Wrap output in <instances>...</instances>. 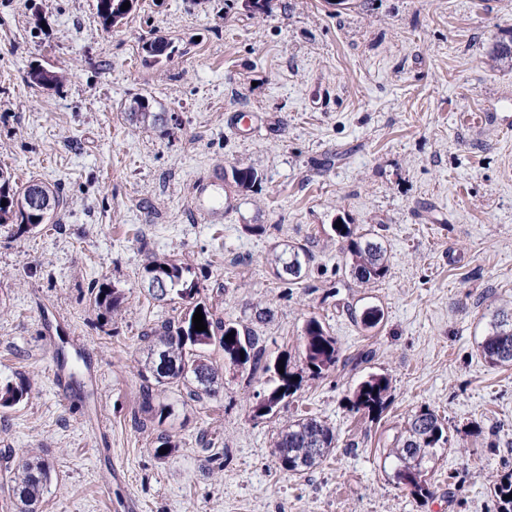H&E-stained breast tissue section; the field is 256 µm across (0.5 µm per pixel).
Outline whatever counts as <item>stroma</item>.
Returning <instances> with one entry per match:
<instances>
[{
	"instance_id": "obj_1",
	"label": "stroma",
	"mask_w": 512,
	"mask_h": 512,
	"mask_svg": "<svg viewBox=\"0 0 512 512\" xmlns=\"http://www.w3.org/2000/svg\"><path fill=\"white\" fill-rule=\"evenodd\" d=\"M158 38L177 48L161 64L142 50ZM509 39L512 0H271L259 17L241 0H140L109 33L95 0H0V166L67 200L39 231L0 230V381L32 385L0 408V448L53 460L40 512H494L512 366L478 345L490 300L512 301V63L491 56ZM61 64L63 87L27 85L30 67ZM136 96L166 123L132 125ZM240 164L259 183L225 190L217 173ZM337 222L383 243L384 280L351 277ZM285 243L313 253L291 286L268 262ZM153 255L190 258L202 296L268 359L297 357L314 316L341 365L303 375L270 418L253 415L262 376L230 367L218 396L172 387L173 415L146 413L139 337L185 309L148 295ZM95 280L124 291L121 312L97 314ZM369 306L384 314L371 332L354 318ZM78 346L93 395L65 398L56 351ZM372 374L391 386L378 418L351 408ZM424 406L452 440L427 466L428 498L398 486L387 456ZM305 411L336 448L295 475L274 441ZM162 431L176 447L160 461Z\"/></svg>"
}]
</instances>
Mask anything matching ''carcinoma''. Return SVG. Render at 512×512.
<instances>
[{
    "label": "carcinoma",
    "instance_id": "carcinoma-1",
    "mask_svg": "<svg viewBox=\"0 0 512 512\" xmlns=\"http://www.w3.org/2000/svg\"><path fill=\"white\" fill-rule=\"evenodd\" d=\"M130 7L123 10V3ZM139 0H95L96 16L101 27L112 31V17L126 19L135 12ZM143 50L156 59L171 58L175 53L172 43L163 39L143 45ZM67 66L31 69L27 83L31 87L56 89L66 81ZM131 123L141 126L164 122L162 112L152 111V104L145 97L133 99L127 106ZM259 180L257 171L250 166H234L224 172V185L236 191L246 190ZM0 229L10 230L15 235L34 231L58 215L64 206L63 195L57 186L41 181L29 180L18 184L10 172L0 168ZM337 237L347 243L348 264L351 275L360 283L377 282L384 279L389 271L387 249L369 233H357L351 225L333 228ZM312 252L306 245H284L280 251H273L269 263L276 270L277 277L288 285L308 274ZM143 283L156 299L178 298L194 301L177 321L165 322L152 327L141 336L147 347V357L140 370L143 379L142 407L147 411L158 410L159 418L172 415L169 404L154 406L158 393L170 386H181L189 395L199 398L214 396L224 388V369L214 364L208 349L217 347L224 352V362L233 367H249L250 372L268 375V387L254 407V415L264 417L273 414L295 394L300 381L299 373L292 370L291 359L265 361V347L259 338L249 331H240L231 322L217 317L213 305L206 300H196L200 295L194 267L181 259L154 256L142 269ZM93 308L112 314L121 309L125 294L116 285L94 282L89 287ZM201 309L206 327L195 330L192 322L196 309ZM383 320L380 308L372 306L363 311V329L371 331ZM233 339H227V334ZM480 356L491 367L512 365V308L498 309L492 314L486 334L478 346ZM301 361L311 376L323 377L339 361L336 338L324 329L319 320L309 318L303 330ZM284 373H279V368ZM389 380L383 376L371 375L361 382L354 393L353 409L367 415L379 416L386 409V395ZM30 392V384L0 383V408L18 404ZM449 443L442 418L428 407L415 411L408 419L404 435L389 455L397 461L394 478L397 484L410 489L411 493L425 497L430 490L423 483V467L434 457V449ZM155 458L164 460L172 453L176 444L166 432L157 434L154 441ZM166 449L161 454L159 450ZM336 448V431L318 417L292 419L282 426L274 442V455L279 467L292 474H304L319 467ZM0 481L9 498L15 502L18 512H37L45 489L50 480L52 464L42 457L18 458L13 449H0ZM512 471L496 477L493 484L495 512H512Z\"/></svg>",
    "mask_w": 512,
    "mask_h": 512
}]
</instances>
